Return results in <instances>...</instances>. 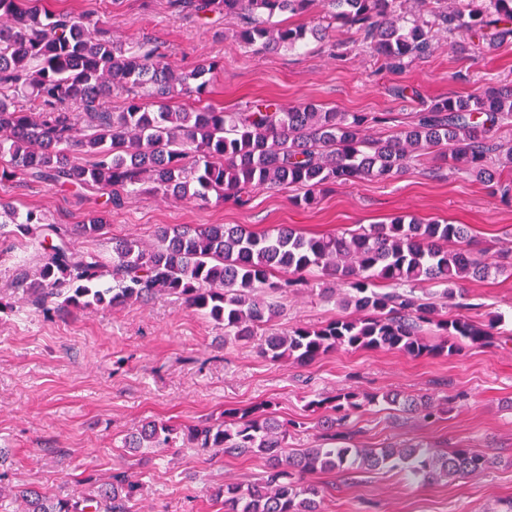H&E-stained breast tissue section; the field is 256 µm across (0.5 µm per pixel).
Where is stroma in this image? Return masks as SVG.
Listing matches in <instances>:
<instances>
[{"label": "stroma", "mask_w": 512, "mask_h": 512, "mask_svg": "<svg viewBox=\"0 0 512 512\" xmlns=\"http://www.w3.org/2000/svg\"><path fill=\"white\" fill-rule=\"evenodd\" d=\"M47 8L88 16L112 39L148 38L168 49L171 61L192 69L219 63L206 104L228 110L257 99L294 106L308 101L339 112L390 114L406 125L421 101L465 97L492 85L512 84V44L463 54L437 33L429 57L393 72L359 44L354 32L332 29L339 56L310 43L297 51L257 53L236 37L237 23L201 24L173 10L169 0H45ZM398 85L416 89L400 99ZM294 189L252 193L245 206L217 201L124 194L108 218L109 234L149 244L162 224H244L264 233L288 224L307 235L341 233L381 224L402 213L465 224L477 246L512 252V195L502 196L470 177L448 171L439 152L412 161L389 180L365 179L321 191L318 204L296 205ZM18 211L41 210L50 223L80 224L97 208L96 195H79L22 177L0 182V199ZM24 250L0 233V448L7 452L5 482L47 489L60 498L79 495L83 479L104 481L124 471L144 485L133 512H224L218 487L254 480L266 468L260 457L205 459L177 446L156 455L125 448L124 440L148 420L195 424L229 408L270 402L281 422L299 421L288 445L320 443L311 400L344 391L427 396L446 403L434 421L380 402L352 416L354 448L420 444L468 448L492 461L485 475L422 481L401 469L349 475H305L321 491V512H503L512 499V275L468 280L461 291L476 318L501 316L503 344L463 345L448 357L410 358L395 351L339 349L299 365L270 361L256 342H228L224 331L173 296L120 308L46 315L13 293ZM325 280L279 298L278 332L319 325L340 314L322 298Z\"/></svg>", "instance_id": "1"}]
</instances>
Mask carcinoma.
I'll use <instances>...</instances> for the list:
<instances>
[{
  "label": "carcinoma",
  "mask_w": 512,
  "mask_h": 512,
  "mask_svg": "<svg viewBox=\"0 0 512 512\" xmlns=\"http://www.w3.org/2000/svg\"><path fill=\"white\" fill-rule=\"evenodd\" d=\"M178 12L198 18L235 17L238 41L255 51L293 49L319 29L271 23L276 16L308 15L321 3L331 23L355 31L361 45L388 68L402 70L434 50L433 32L512 43V0H170ZM217 64L205 61L182 71L151 42L118 43L88 29V18L48 9L44 0H0V180L18 175L61 189L107 194L116 187L146 186L164 198L246 202L256 190L298 187L312 206L317 192L336 184L402 173L415 154L439 151L456 174L491 183L501 162L512 167V144L495 137L512 126V84L492 87L467 100L443 97L421 109L416 120L373 137L384 118L338 112L308 102L284 106L267 99L237 112L211 105L174 107L178 98L209 93ZM122 99L120 106L112 98ZM14 233L25 238L35 264L23 259L15 277L26 302L43 313L70 308H112L177 296L188 308L224 329V340L259 339L273 361L308 364L338 348L395 350L411 357L452 356L461 344L493 346L499 319L441 313L440 300L464 297L455 286L512 272L485 248H474L465 224H440L407 214L386 224L342 233L307 236L287 224L257 235L243 224L161 225L149 246L129 238L108 239L111 256L76 248L72 238L103 239L106 214L83 224H49L44 213L21 214L0 201ZM321 273L346 288L341 315L317 327L268 331L280 315L269 300L308 285ZM442 289L424 296L416 288ZM384 401L422 420L436 418L432 399L388 393ZM374 396L355 392L309 406L325 409L320 426L326 442L288 448L289 428L263 402L224 411V420L184 428L145 423L129 443L165 452L182 439L213 455L266 458L265 475L244 485H225L224 512H320L319 490L302 482L315 471L401 468L415 478L479 477L488 457L468 448L444 451L421 446L344 448L352 414ZM141 484L125 472L66 500L30 487L0 485V512H131Z\"/></svg>",
  "instance_id": "obj_1"
}]
</instances>
